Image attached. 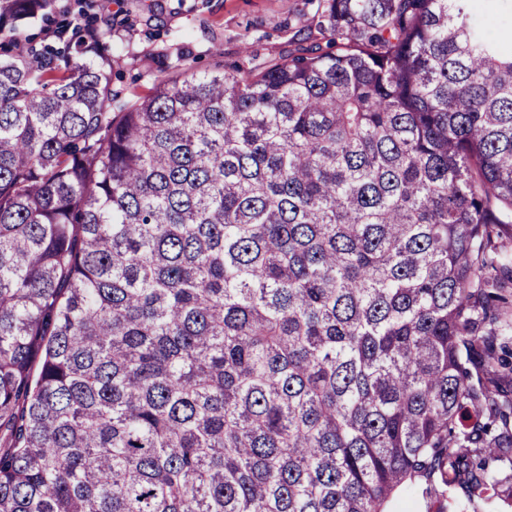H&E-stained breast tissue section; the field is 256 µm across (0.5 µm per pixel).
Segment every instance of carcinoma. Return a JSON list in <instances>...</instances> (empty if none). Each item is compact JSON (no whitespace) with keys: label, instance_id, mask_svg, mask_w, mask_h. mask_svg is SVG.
<instances>
[{"label":"carcinoma","instance_id":"cac0c4a2","mask_svg":"<svg viewBox=\"0 0 512 512\" xmlns=\"http://www.w3.org/2000/svg\"><path fill=\"white\" fill-rule=\"evenodd\" d=\"M325 46L112 82L0 0V512H388L512 454L503 0H310Z\"/></svg>","mask_w":512,"mask_h":512}]
</instances>
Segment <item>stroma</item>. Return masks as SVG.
I'll return each mask as SVG.
<instances>
[{
	"mask_svg": "<svg viewBox=\"0 0 512 512\" xmlns=\"http://www.w3.org/2000/svg\"><path fill=\"white\" fill-rule=\"evenodd\" d=\"M93 13L111 17V48L124 87L147 94L154 81L151 56L181 47L196 72L216 65L261 63L288 51L311 14L308 0H90ZM467 496L452 486L446 498L413 484L391 505L392 512H462Z\"/></svg>",
	"mask_w": 512,
	"mask_h": 512,
	"instance_id": "1",
	"label": "stroma"
}]
</instances>
